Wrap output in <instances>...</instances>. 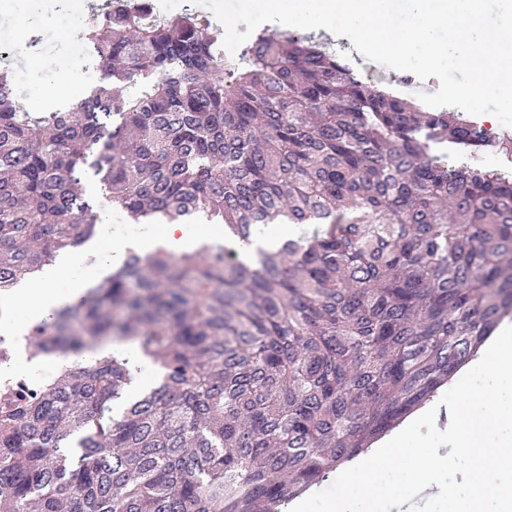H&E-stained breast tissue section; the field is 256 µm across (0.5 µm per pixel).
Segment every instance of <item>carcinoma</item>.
Here are the masks:
<instances>
[{
	"label": "carcinoma",
	"mask_w": 512,
	"mask_h": 512,
	"mask_svg": "<svg viewBox=\"0 0 512 512\" xmlns=\"http://www.w3.org/2000/svg\"><path fill=\"white\" fill-rule=\"evenodd\" d=\"M152 0H110L84 39L103 84L20 111L0 71V291L96 236L203 216L251 243L314 224L249 265L222 247L129 250L36 324L29 359L138 343L0 385L6 512H282L431 403L512 313V145L473 118L364 82L304 36L250 38ZM112 352L121 353L124 357L129 359L134 375V381L132 384L133 393H138L140 390L147 388L153 383L141 376L140 369L149 365V359L143 355L140 347L136 343L132 342L116 344L109 343L95 349L86 350L79 356L68 355L65 358H60L59 362H66L67 364H71L72 362L94 363L96 360L101 359Z\"/></svg>",
	"instance_id": "cac0c4a2"
}]
</instances>
